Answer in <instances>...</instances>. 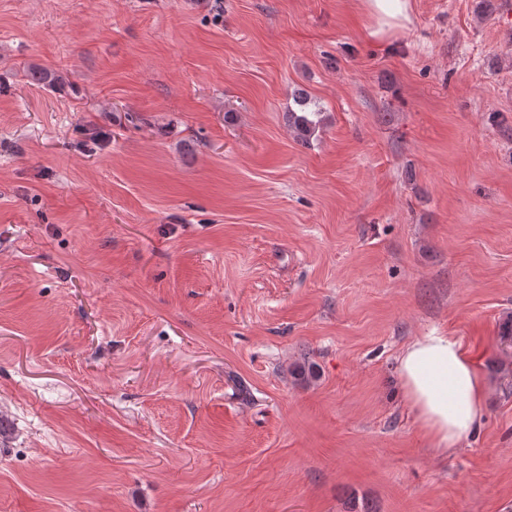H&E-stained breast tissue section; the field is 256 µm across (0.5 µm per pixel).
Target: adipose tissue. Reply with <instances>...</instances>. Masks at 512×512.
<instances>
[{
  "mask_svg": "<svg viewBox=\"0 0 512 512\" xmlns=\"http://www.w3.org/2000/svg\"><path fill=\"white\" fill-rule=\"evenodd\" d=\"M369 37L381 40L412 22L411 0H360ZM404 396L429 443L447 451L483 420L486 387L478 360L457 339L433 332L406 344L398 356Z\"/></svg>",
  "mask_w": 512,
  "mask_h": 512,
  "instance_id": "adipose-tissue-1",
  "label": "adipose tissue"
}]
</instances>
